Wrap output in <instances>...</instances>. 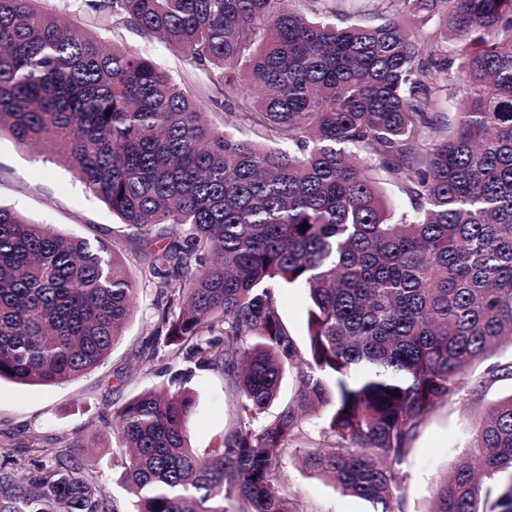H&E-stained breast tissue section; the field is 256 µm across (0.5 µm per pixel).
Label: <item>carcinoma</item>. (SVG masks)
I'll return each instance as SVG.
<instances>
[{"instance_id": "obj_1", "label": "carcinoma", "mask_w": 512, "mask_h": 512, "mask_svg": "<svg viewBox=\"0 0 512 512\" xmlns=\"http://www.w3.org/2000/svg\"><path fill=\"white\" fill-rule=\"evenodd\" d=\"M299 2L106 0L215 74L235 135L69 10L0 0V129L62 158L118 220L93 243L0 206V380L93 371L138 284L153 288L144 361L170 348L180 387L102 416L136 512H308L283 486L291 458L399 512L435 403L512 376L496 363L468 378L512 346V0ZM402 17L436 20L444 40L420 53ZM388 186L408 208L390 206ZM287 286L309 293L303 348L281 316ZM197 370L224 374L237 413L203 453L185 428ZM287 377L291 397L268 412ZM314 419L324 446L307 436ZM31 453L21 479L0 466V512H121L73 458ZM430 512H512V394L448 464Z\"/></svg>"}]
</instances>
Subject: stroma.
<instances>
[{"label": "stroma", "mask_w": 512, "mask_h": 512, "mask_svg": "<svg viewBox=\"0 0 512 512\" xmlns=\"http://www.w3.org/2000/svg\"><path fill=\"white\" fill-rule=\"evenodd\" d=\"M103 0H79V23L95 28L107 41L153 59L189 93L203 102L216 126H223V105L207 99L205 74L175 56L156 37L115 22L102 10ZM0 205L28 219L53 226L69 236L110 237L116 219L74 173L50 156L19 145L9 133L0 134ZM154 289L141 288L137 309L107 360L93 372L67 384L31 387L0 381V446H8L18 462H27L32 443L70 454L85 463L92 480L117 502L121 512H133L134 499L117 479L111 448L92 447L100 433L103 411L119 407L143 390L168 385L176 366L166 352L152 361L141 359L142 346L157 319ZM282 318L298 344L306 342L309 298L305 289L279 292ZM195 405L187 422L192 447L202 449L236 423L231 398L219 371H200L188 384ZM512 394V377L491 383L482 397L461 393L452 402L438 404L411 443L404 465L403 512H428L435 481L448 463L471 440L488 407ZM284 485L298 495L309 512H371L368 502L343 494L322 478L288 461Z\"/></svg>", "instance_id": "stroma-1"}]
</instances>
